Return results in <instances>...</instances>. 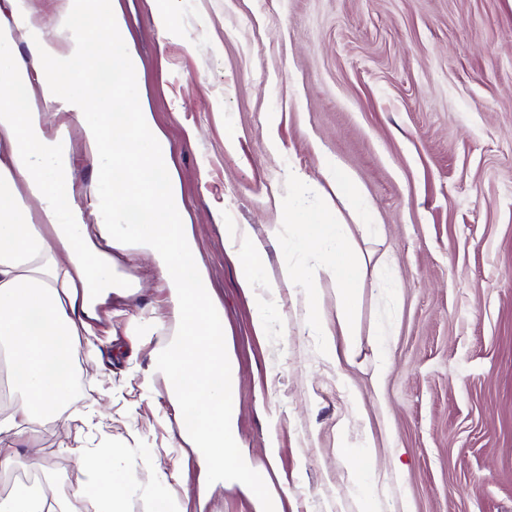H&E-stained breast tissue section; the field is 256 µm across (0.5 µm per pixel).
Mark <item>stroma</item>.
<instances>
[{
    "label": "stroma",
    "instance_id": "stroma-1",
    "mask_svg": "<svg viewBox=\"0 0 512 512\" xmlns=\"http://www.w3.org/2000/svg\"><path fill=\"white\" fill-rule=\"evenodd\" d=\"M66 0H0L64 42L83 21ZM115 57L135 65L134 109L168 146L166 181L238 369L239 459L264 474L281 512H357L336 423L385 512H512V0H112ZM67 125L74 199L96 178ZM308 187L294 197L289 173ZM344 174L349 190L336 187ZM349 225L360 256L350 357L326 355L302 295L261 311L239 283L224 227L250 225L260 277L309 256L269 241L288 201ZM123 293L98 308L76 354L62 416L34 421L30 447L0 470L58 512H97L79 456L108 452L125 512H259L235 478L214 483L177 434L183 411L162 380L174 340L170 291L148 259L121 262ZM364 420H356L355 409Z\"/></svg>",
    "mask_w": 512,
    "mask_h": 512
}]
</instances>
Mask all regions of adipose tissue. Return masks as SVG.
I'll list each match as a JSON object with an SVG mask.
<instances>
[{
    "instance_id": "adipose-tissue-1",
    "label": "adipose tissue",
    "mask_w": 512,
    "mask_h": 512,
    "mask_svg": "<svg viewBox=\"0 0 512 512\" xmlns=\"http://www.w3.org/2000/svg\"><path fill=\"white\" fill-rule=\"evenodd\" d=\"M69 7L90 15L92 22L73 34L64 52L25 17L0 15V349L20 370L15 380L19 397L0 412V435L25 443L35 419L62 415L70 381L57 369L73 358L79 337L97 321V306L122 285L112 265L113 250L124 251L132 262L147 252L172 290L179 328L177 341L158 355L154 366L169 396L197 415L190 444L216 475L229 473L243 481L261 512H275L263 478L236 457V370L224 351V326L212 316L210 285L196 263L179 193L172 186L154 187L168 150L150 114L128 109L136 96L132 64L122 61L119 78L98 96L82 87L95 70L97 52L121 38L122 24L112 12V0H69ZM17 29L26 33L30 61L12 51ZM32 61L43 68L40 89L46 108L72 113L99 162L89 196L94 224H87L70 203L65 135L48 138L42 114L16 100ZM116 106L127 110L123 121L113 116ZM28 196L38 203L45 223L22 219ZM284 218L301 226L297 246L313 261L303 267L284 265L280 286L257 293V305L273 306L280 288H288L304 295L308 325L321 328L324 309L317 288L326 280L336 297V333L352 336L359 260L349 226L291 205ZM224 247L238 260L242 286L255 290L264 248L250 225H225ZM110 463L106 455L79 459L77 479L100 512H124L120 486L106 478Z\"/></svg>"
}]
</instances>
